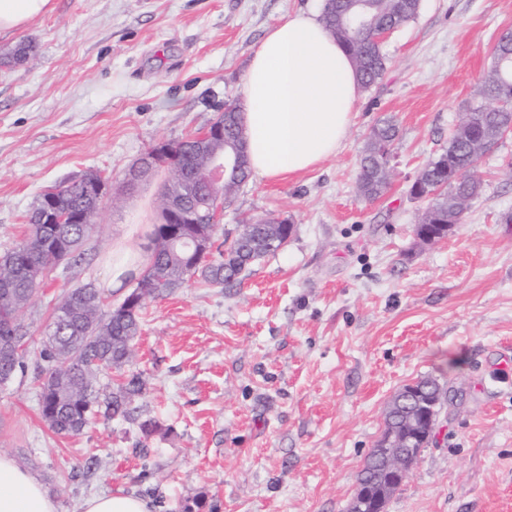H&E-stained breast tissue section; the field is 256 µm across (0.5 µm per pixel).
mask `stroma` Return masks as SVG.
<instances>
[{
    "instance_id": "1",
    "label": "stroma",
    "mask_w": 512,
    "mask_h": 512,
    "mask_svg": "<svg viewBox=\"0 0 512 512\" xmlns=\"http://www.w3.org/2000/svg\"><path fill=\"white\" fill-rule=\"evenodd\" d=\"M52 12L0 36L33 55L0 65V254L18 242L47 187L96 172L112 186L80 261L60 265L24 310L25 371L0 385V453L77 512L127 493L153 512H345L356 476L403 386L450 390L435 438L386 512H512V136L480 159V197L447 239L419 245L425 208L408 189L448 144L463 106L512 28V0H421L385 43L384 78L362 92L339 152L316 168L250 179L221 229L288 218L286 248L239 288L189 283L148 299L131 371L151 437L98 419L60 437L39 411L35 359L54 302L90 284L107 306L112 252H146L162 176L134 195L124 172L151 143L206 129L240 100L252 54L289 14L321 0H53ZM394 117L387 193L362 199L364 139Z\"/></svg>"
}]
</instances>
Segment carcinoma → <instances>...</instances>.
<instances>
[{
    "label": "carcinoma",
    "mask_w": 512,
    "mask_h": 512,
    "mask_svg": "<svg viewBox=\"0 0 512 512\" xmlns=\"http://www.w3.org/2000/svg\"><path fill=\"white\" fill-rule=\"evenodd\" d=\"M420 0H323L321 18L325 28L350 56L356 76L369 88L377 84L387 70L388 58L383 44L374 39V29L355 30L352 17L360 12L371 18L375 26L398 29L416 19ZM493 60L481 87L468 102L467 124L457 127L448 140V147L430 158L410 186V196L426 203L421 224H460L470 204L481 194V181L475 175L483 151L496 143L497 132L512 125V105L504 101L512 97V30L502 31L493 46ZM217 118L224 121V138L246 149L247 133L240 105L226 101ZM398 127L390 118L379 121L367 134L356 175L360 197L373 201L388 189L392 172L385 168L386 155L395 148ZM182 164L203 172L212 155L224 148L218 141L210 147L199 146V137L178 142ZM249 180L248 155L236 170L226 176L224 200L231 202ZM163 183L170 193L185 202L188 209L205 213L209 202L194 184H182L173 172L164 173ZM51 192L59 198L57 212L61 215L79 213L87 217L86 224L65 220L55 224L40 223L37 217L44 209L45 196ZM101 206L95 195L71 194L69 183L54 186L39 195L28 217L24 237L0 256V345L9 339L20 344V353L7 359L0 354V384L10 381L27 365L29 331L20 322V313L30 304L43 280L57 266L62 247L76 258L83 241L94 228V219ZM269 230L259 229L261 220L244 218L237 232L224 234L222 246L216 247L212 259L196 264L187 255L189 248L176 250L165 244L169 225L155 224L151 231V261L135 278L136 287L144 295L171 293L195 278L200 283L224 289L241 284L243 273L254 262L275 254L281 242L289 238L291 224H270ZM42 268V281L33 283V270ZM103 294L90 284L65 291L55 303L47 339L39 352L44 375L39 394L41 417L47 427L62 437L76 436L91 420L101 416L107 420L121 417L136 420L134 398L143 393L145 381L131 374L113 387H97V378L104 370H120L133 355L134 339L140 332L142 309L127 310L120 306L102 313ZM447 392L435 378L427 377L400 390L392 399L386 415L384 432H395L407 443L399 448L370 449L365 465L356 478L357 488L365 489L368 501L363 512H377L379 503L387 502L399 489L384 468L382 457L390 452L403 457L406 467L417 461L422 449L432 437L430 419L411 423L415 410L441 408L425 406L437 392Z\"/></svg>",
    "instance_id": "1"
}]
</instances>
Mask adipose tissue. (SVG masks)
Returning a JSON list of instances; mask_svg holds the SVG:
<instances>
[{"label":"adipose tissue","mask_w":512,"mask_h":512,"mask_svg":"<svg viewBox=\"0 0 512 512\" xmlns=\"http://www.w3.org/2000/svg\"><path fill=\"white\" fill-rule=\"evenodd\" d=\"M361 94L350 57L319 16L300 11L271 26L242 89L252 173L310 170L335 155ZM0 512H58L42 483L0 454Z\"/></svg>","instance_id":"ef3b65f1"}]
</instances>
